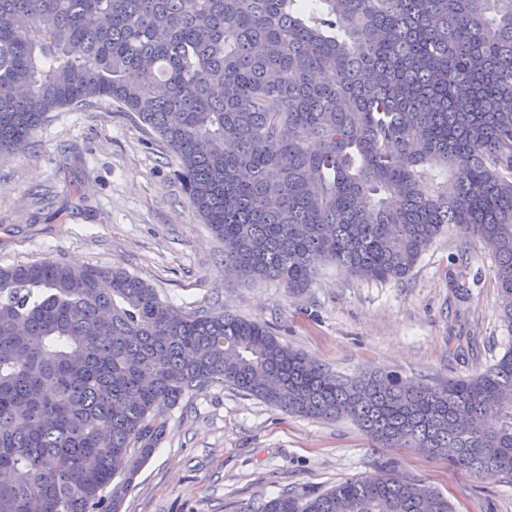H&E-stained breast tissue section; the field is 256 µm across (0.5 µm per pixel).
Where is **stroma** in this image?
Here are the masks:
<instances>
[{"label":"stroma","mask_w":512,"mask_h":512,"mask_svg":"<svg viewBox=\"0 0 512 512\" xmlns=\"http://www.w3.org/2000/svg\"><path fill=\"white\" fill-rule=\"evenodd\" d=\"M180 163L108 99L48 113L31 143L0 158V268L55 259L119 267L186 312L264 324L343 376L380 369L433 386L512 350L493 255L455 228L405 278L350 276L325 260L303 292L224 272V244L192 209ZM121 512H243L292 491L305 498L384 468L419 479L457 512H512V479L381 448L347 419L294 416L221 383L187 392Z\"/></svg>","instance_id":"1"}]
</instances>
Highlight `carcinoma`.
Returning <instances> with one entry per match:
<instances>
[{
	"instance_id": "1",
	"label": "carcinoma",
	"mask_w": 512,
	"mask_h": 512,
	"mask_svg": "<svg viewBox=\"0 0 512 512\" xmlns=\"http://www.w3.org/2000/svg\"><path fill=\"white\" fill-rule=\"evenodd\" d=\"M95 97L178 158L226 273L299 292L323 257L399 280L457 227L512 327V0H0V157ZM216 382L512 479V351L442 387L347 378L123 269L44 259L0 269V512H120L166 410ZM423 488L390 471L245 512H456Z\"/></svg>"
}]
</instances>
